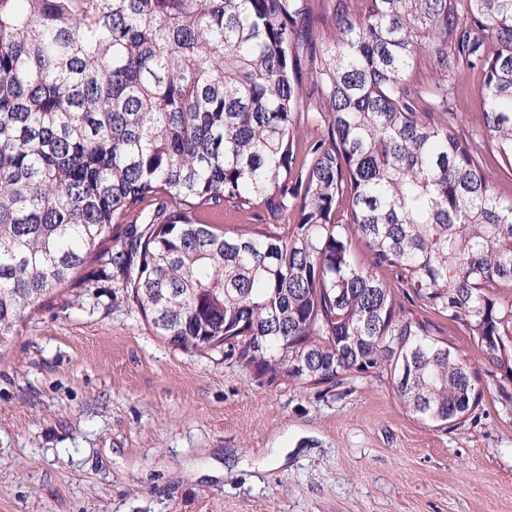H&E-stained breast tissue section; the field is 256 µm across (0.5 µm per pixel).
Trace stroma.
<instances>
[{"label":"stroma","mask_w":512,"mask_h":512,"mask_svg":"<svg viewBox=\"0 0 512 512\" xmlns=\"http://www.w3.org/2000/svg\"><path fill=\"white\" fill-rule=\"evenodd\" d=\"M469 73L448 123L482 125ZM480 376L473 418L421 424L387 373L267 381L238 353L155 336L111 270L59 292L0 347V512H512V411Z\"/></svg>","instance_id":"1"}]
</instances>
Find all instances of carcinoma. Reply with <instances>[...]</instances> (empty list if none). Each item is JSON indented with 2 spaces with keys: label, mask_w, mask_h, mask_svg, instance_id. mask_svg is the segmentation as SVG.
Listing matches in <instances>:
<instances>
[{
  "label": "carcinoma",
  "mask_w": 512,
  "mask_h": 512,
  "mask_svg": "<svg viewBox=\"0 0 512 512\" xmlns=\"http://www.w3.org/2000/svg\"><path fill=\"white\" fill-rule=\"evenodd\" d=\"M473 70L482 132L448 125ZM302 123L326 135L298 143ZM512 0H0V346L112 266L155 335L444 431L512 384ZM280 221L226 230L201 212ZM370 257L357 258L354 243ZM483 165L496 185V192L504 200H512V169L505 166L497 152L488 145Z\"/></svg>",
  "instance_id": "carcinoma-1"
}]
</instances>
